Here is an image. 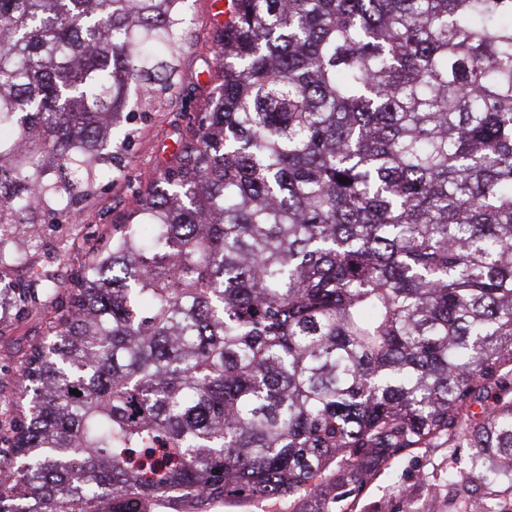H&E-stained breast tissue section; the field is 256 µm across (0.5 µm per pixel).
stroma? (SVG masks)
I'll list each match as a JSON object with an SVG mask.
<instances>
[{
	"label": "stroma",
	"instance_id": "35a3bbf8",
	"mask_svg": "<svg viewBox=\"0 0 512 512\" xmlns=\"http://www.w3.org/2000/svg\"><path fill=\"white\" fill-rule=\"evenodd\" d=\"M225 4L226 0H193L192 38L180 57L177 85L164 108L144 122L118 180L89 200L84 223L57 228L54 237L64 248L60 259L48 258L41 248H28L11 268V278L25 280L32 270H46L55 273L57 290L68 288L70 273L85 262L89 248L101 244L112 225L127 216L135 193L156 172L176 165L179 144L196 126L212 88ZM44 322L42 310L33 309L0 325V392L6 397L0 414L8 411L9 399L18 393L17 362L39 339ZM452 465L444 448L400 457L377 473L350 512H448L446 481Z\"/></svg>",
	"mask_w": 512,
	"mask_h": 512
}]
</instances>
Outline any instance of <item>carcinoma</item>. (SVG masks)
Segmentation results:
<instances>
[{
  "instance_id": "carcinoma-1",
  "label": "carcinoma",
  "mask_w": 512,
  "mask_h": 512,
  "mask_svg": "<svg viewBox=\"0 0 512 512\" xmlns=\"http://www.w3.org/2000/svg\"><path fill=\"white\" fill-rule=\"evenodd\" d=\"M187 9L0 0V269L121 171ZM70 281L0 276L51 307L0 512H344L444 447L452 512H512V0H232L177 164Z\"/></svg>"
}]
</instances>
